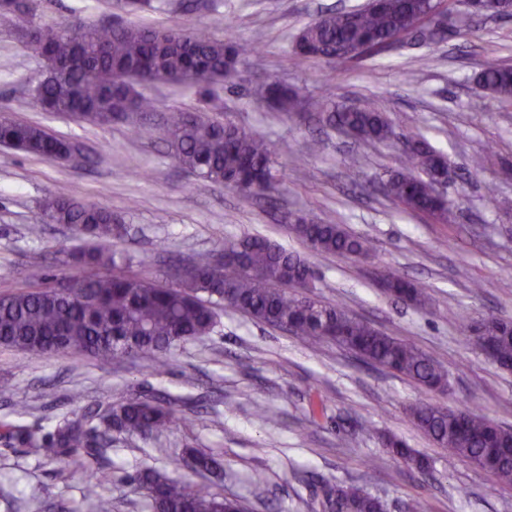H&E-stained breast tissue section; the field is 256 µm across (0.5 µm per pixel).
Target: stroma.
I'll list each match as a JSON object with an SVG mask.
<instances>
[{"instance_id": "35a3bbf8", "label": "stroma", "mask_w": 512, "mask_h": 512, "mask_svg": "<svg viewBox=\"0 0 512 512\" xmlns=\"http://www.w3.org/2000/svg\"><path fill=\"white\" fill-rule=\"evenodd\" d=\"M175 8L146 22L175 24L257 46L240 76L219 95L222 118L256 132L277 148L276 191L245 197L237 189L196 180L170 156L161 117L194 112L191 88L146 84L155 112L153 134L132 120L94 126L40 109L35 79L44 62L16 33L0 30V114L42 125L76 143L70 163L0 147V296L41 287L63 276L79 242L60 224L43 221L41 205L64 187L112 210L126 234L115 243L125 271L170 284L177 263L211 257L225 241L260 235L301 257L313 270L309 296L340 303L385 333L407 340L439 361L448 390L434 393L360 362L335 343L300 342L232 309L214 331L173 351L165 367L151 358L101 361L78 353L40 358L0 347V420L33 429L99 400L130 391L166 395L178 421L158 438L117 435L84 467L61 470L0 441V512H92L95 495L112 512H148L127 475L145 467L174 473L186 447L221 454L222 479L195 484L244 501L249 512H315L321 481L353 483L379 497L386 512H512V486L488 494V472L449 464L406 414L409 405L467 404L512 429V372L500 369L467 337L468 321H512V101L484 91L476 75L489 62L512 67V19L469 16L452 0V22L435 40L413 33L379 54L345 65L292 60L298 30L325 11L362 7L365 0H173ZM44 20L77 16L88 24L133 22L119 0H36ZM281 80L306 98L336 105L371 104L391 120L395 139L364 142L325 126L316 115L267 107L257 90ZM425 135L452 171L446 188L459 206L453 224L405 210L383 185L403 169L400 137ZM319 140L311 155L307 145ZM362 164L348 178L350 156ZM485 156L482 169L463 167ZM302 212L333 219L371 246L369 258L320 253L289 233L283 216ZM43 227L41 237L28 233ZM149 265H142L144 256ZM389 265L429 289L420 309L385 295L372 268ZM481 289H474V282ZM395 434L422 455V474L391 457L384 435ZM110 468V484L92 490L88 471ZM262 473L265 482L252 477Z\"/></svg>"}]
</instances>
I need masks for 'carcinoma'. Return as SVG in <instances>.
<instances>
[{
    "mask_svg": "<svg viewBox=\"0 0 512 512\" xmlns=\"http://www.w3.org/2000/svg\"><path fill=\"white\" fill-rule=\"evenodd\" d=\"M437 6V0H382L378 7L324 14L296 34L292 58H321L342 44L355 50L335 56L342 63L377 54L391 40L411 33L414 22L430 16ZM0 27L16 31L27 44H36L47 54L48 63L35 87L42 110L97 126L155 111L154 100L137 86L157 74L179 83L183 76L199 72L205 80L196 86H213L237 74L247 53L234 42L187 32L176 24L100 28L80 21L36 22L29 0L21 8L16 0H0ZM478 82L494 96L512 99V67L491 62ZM263 92L267 102L285 112L297 106V92L280 82L264 86ZM306 107L324 113L327 124L360 140L384 141L393 136L387 117L375 108H338L313 98L306 100ZM164 128L170 155L196 178L246 193L269 187L276 148L265 137L201 111L168 112ZM0 146L54 158L70 142L40 125L12 118L0 124ZM403 166L404 171L388 181V195L410 211L442 224L455 223L454 205L435 194L436 176L451 174L442 154L424 137H413L406 140ZM42 211L50 223L68 226L93 245L70 255V274L41 288L0 296V346L42 358L80 351L102 360L141 353L164 359L178 345L209 335L216 325V308L222 306L285 329L305 344L331 340L364 363L389 369L427 390L447 381L443 367L414 344L382 332L339 304L288 292L306 287L313 272L278 243L259 236L227 241L216 255L222 264L197 262L180 282L159 286L119 269L117 252L109 244L123 237L124 225L112 211L64 191L49 194ZM292 229L319 252L351 257L369 252L367 240L331 220L317 224L303 220ZM375 277L387 291L404 293L416 305L428 302L426 289L396 269L379 267ZM507 327V322L488 317L469 329L493 337L489 358L510 370L512 332ZM409 414L438 447L448 450L449 461L482 470L491 461L497 483L512 486V430L475 414L465 404L446 409L418 402ZM175 422L162 401L132 393L118 403H98L59 417L46 430L0 421V439L66 469L78 464L81 454L112 446L114 433L154 437ZM388 449L409 466L428 468L401 440H390ZM184 460L194 473L223 471L220 456L195 448L183 450L179 461ZM126 479L143 494L149 512H244L237 500L154 468L140 469ZM317 506L318 512H382L379 498L357 486L327 481L320 484Z\"/></svg>",
    "mask_w": 512,
    "mask_h": 512,
    "instance_id": "obj_1",
    "label": "carcinoma"
}]
</instances>
